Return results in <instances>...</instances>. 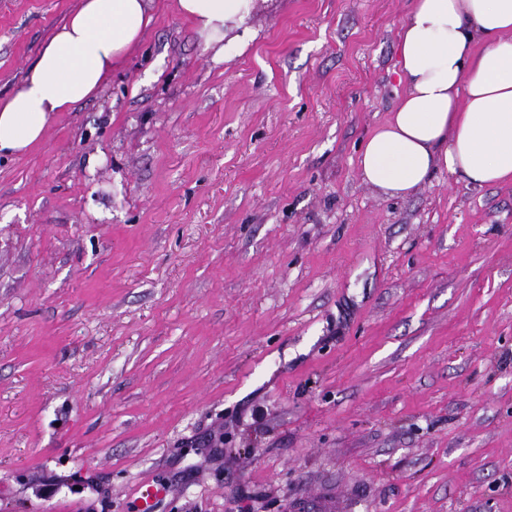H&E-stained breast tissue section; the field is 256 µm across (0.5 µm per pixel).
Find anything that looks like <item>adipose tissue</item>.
Wrapping results in <instances>:
<instances>
[{
	"label": "adipose tissue",
	"mask_w": 512,
	"mask_h": 512,
	"mask_svg": "<svg viewBox=\"0 0 512 512\" xmlns=\"http://www.w3.org/2000/svg\"><path fill=\"white\" fill-rule=\"evenodd\" d=\"M154 0H81L0 98V155L22 156L59 113L97 96L153 22ZM215 59L252 33L256 0H172ZM404 94L358 158L392 198L448 171L472 187L512 183V0H413L396 44Z\"/></svg>",
	"instance_id": "obj_1"
}]
</instances>
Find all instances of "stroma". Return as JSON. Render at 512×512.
I'll return each mask as SVG.
<instances>
[{
    "instance_id": "35a3bbf8",
    "label": "stroma",
    "mask_w": 512,
    "mask_h": 512,
    "mask_svg": "<svg viewBox=\"0 0 512 512\" xmlns=\"http://www.w3.org/2000/svg\"><path fill=\"white\" fill-rule=\"evenodd\" d=\"M79 3L0 0V98ZM410 6L260 0L217 62L155 0L0 156V512H138L147 479L154 512H512V184L357 167Z\"/></svg>"
}]
</instances>
